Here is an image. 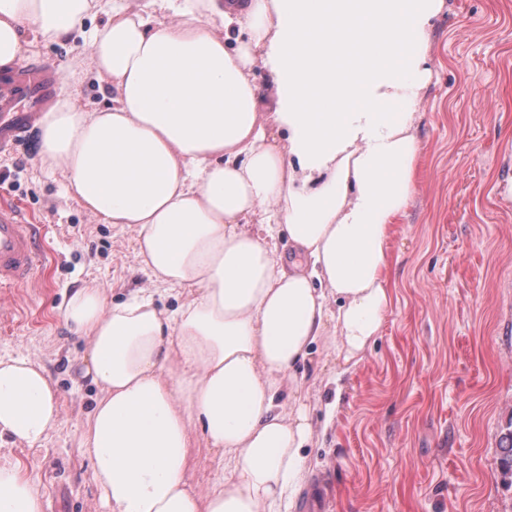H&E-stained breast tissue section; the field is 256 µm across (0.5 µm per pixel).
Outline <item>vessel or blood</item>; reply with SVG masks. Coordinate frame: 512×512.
I'll use <instances>...</instances> for the list:
<instances>
[{
    "mask_svg": "<svg viewBox=\"0 0 512 512\" xmlns=\"http://www.w3.org/2000/svg\"><path fill=\"white\" fill-rule=\"evenodd\" d=\"M59 70L47 62L24 65L0 81V153L9 151L55 98ZM36 227L19 207L0 202V288L25 284L39 263Z\"/></svg>",
    "mask_w": 512,
    "mask_h": 512,
    "instance_id": "1",
    "label": "vessel or blood"
}]
</instances>
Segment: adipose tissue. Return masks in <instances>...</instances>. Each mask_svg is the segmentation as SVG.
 I'll return each instance as SVG.
<instances>
[{"label":"adipose tissue","mask_w":512,"mask_h":512,"mask_svg":"<svg viewBox=\"0 0 512 512\" xmlns=\"http://www.w3.org/2000/svg\"><path fill=\"white\" fill-rule=\"evenodd\" d=\"M99 2L0 0L2 74L26 32L83 31L112 104L60 97L40 162L91 215L134 227L142 268L179 299L115 303L90 285L63 311L100 389L84 434L92 478L107 512H278L313 436L296 365L326 335L355 359L390 304V234L415 191L413 107L445 0H112L84 29ZM59 420L44 369L0 358V436L32 448ZM199 440L224 472L202 493L187 479ZM42 510L0 456V512Z\"/></svg>","instance_id":"1"}]
</instances>
